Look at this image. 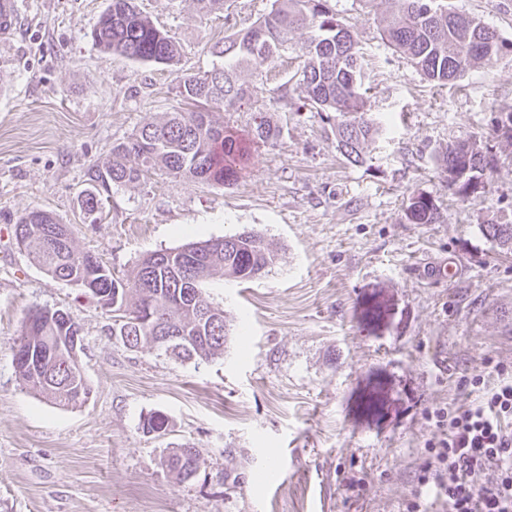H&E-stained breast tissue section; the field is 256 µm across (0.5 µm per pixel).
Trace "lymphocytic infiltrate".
I'll return each mask as SVG.
<instances>
[{
  "mask_svg": "<svg viewBox=\"0 0 512 512\" xmlns=\"http://www.w3.org/2000/svg\"><path fill=\"white\" fill-rule=\"evenodd\" d=\"M475 399L432 408L420 478L441 512H512V371L487 366L471 380Z\"/></svg>",
  "mask_w": 512,
  "mask_h": 512,
  "instance_id": "1",
  "label": "lymphocytic infiltrate"
}]
</instances>
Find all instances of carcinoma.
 <instances>
[{"label":"carcinoma","mask_w":512,"mask_h":512,"mask_svg":"<svg viewBox=\"0 0 512 512\" xmlns=\"http://www.w3.org/2000/svg\"><path fill=\"white\" fill-rule=\"evenodd\" d=\"M437 0H393L394 16L383 29L384 38L407 55L431 81L445 86L467 69L490 66L503 54L512 52L496 32L484 23L449 8L435 6ZM310 32L301 47L302 84L309 101L319 112L336 113V140L340 154L352 164L365 161L364 146L378 133V126L362 111L363 52L352 27L326 6V0H273L271 10L257 25L216 42L213 56L224 60L201 74L180 80V96L199 109L172 112L162 121L145 123L132 137L112 147V159L89 173L93 190L82 200L85 213L100 214L103 194L111 186L137 184L161 166L168 173L211 185L237 180L246 150L231 131L214 122L203 121L207 107L234 108L251 102L256 86L240 80L241 69L253 61H268L288 49L293 32ZM100 50L134 62L170 65L179 55L175 41L143 16L134 0H110L91 31ZM255 137L277 138L280 129L262 113L254 117ZM494 133L512 140V109L500 110ZM494 159L475 140L448 146L439 175L448 182L461 202L486 192V172ZM405 218L412 224H437L442 215L434 200L424 194L410 198ZM27 240L26 251L53 278L78 281L92 276L87 289L108 312L113 304L122 309L120 317L139 328L141 347L154 348L180 360L209 361L224 355L228 328L224 310L212 306L203 285L214 275L251 280L272 264L261 234L247 231L238 235L188 243L182 247L153 252L138 264L133 277L120 279L94 255L74 245L69 227L42 209L25 212L16 223ZM487 239L512 250V223L481 225ZM188 267L195 280L194 295L181 305L170 303L177 290L174 271ZM81 336L73 317L42 320L25 316L14 346L26 350L27 358H15L21 384L43 398L63 407L82 404L71 385L83 396L91 394L80 371L74 342L58 348L49 337L60 332ZM178 336L176 341L154 343L155 333ZM162 467L180 480L192 478L200 467L199 451L185 444L163 461Z\"/></svg>","instance_id":"carcinoma-1"}]
</instances>
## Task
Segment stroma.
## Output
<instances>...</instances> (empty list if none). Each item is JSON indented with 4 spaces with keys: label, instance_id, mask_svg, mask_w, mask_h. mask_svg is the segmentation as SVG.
Wrapping results in <instances>:
<instances>
[{
    "label": "stroma",
    "instance_id": "obj_1",
    "mask_svg": "<svg viewBox=\"0 0 512 512\" xmlns=\"http://www.w3.org/2000/svg\"><path fill=\"white\" fill-rule=\"evenodd\" d=\"M179 44L177 64L104 56L91 31L109 0H18L0 34V512H404L427 505L418 477L436 434L427 412L467 400L485 360L512 368V251L485 238L512 222V142L494 132L512 106V54L439 88L382 37L391 0H328L364 52V110L381 129L364 163L296 76V30L281 56L242 69L255 103L217 108L251 140L238 180L218 186L155 170L113 188L92 223L79 196L90 167L139 127L189 106L181 77L213 67L211 46L270 0H135ZM512 42V0H447ZM281 134L253 137V111ZM477 138L496 159L485 193L452 201L437 171L450 143ZM425 194L438 224L404 210ZM67 224L76 247L124 278L148 253L245 231L276 254L258 278L206 285L229 325L223 356L181 362L127 349L112 315L48 275L15 243L32 209ZM450 258L455 277L428 275ZM34 308L81 326L89 400L60 407L20 384L14 340ZM167 428L146 434L144 417ZM203 463L181 482L160 462L182 444Z\"/></svg>",
    "mask_w": 512,
    "mask_h": 512
}]
</instances>
